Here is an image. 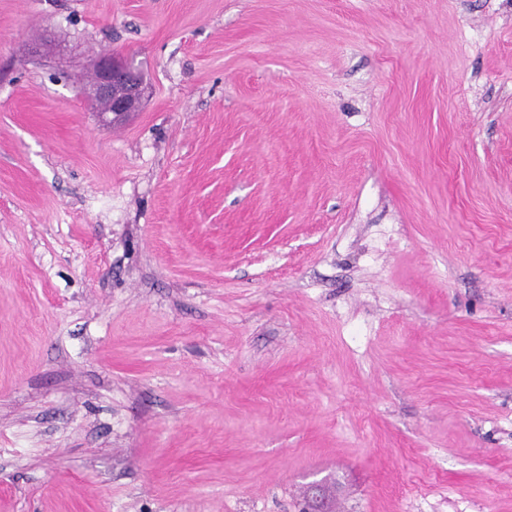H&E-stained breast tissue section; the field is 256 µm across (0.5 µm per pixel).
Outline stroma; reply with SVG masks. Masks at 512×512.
Listing matches in <instances>:
<instances>
[{"mask_svg": "<svg viewBox=\"0 0 512 512\" xmlns=\"http://www.w3.org/2000/svg\"><path fill=\"white\" fill-rule=\"evenodd\" d=\"M315 483L512 512V0H0V512ZM84 94L91 102H107L108 108L99 114L102 118L113 115L114 120L139 107L143 87L124 58L109 55L96 62L94 82Z\"/></svg>", "mask_w": 512, "mask_h": 512, "instance_id": "obj_1", "label": "stroma"}]
</instances>
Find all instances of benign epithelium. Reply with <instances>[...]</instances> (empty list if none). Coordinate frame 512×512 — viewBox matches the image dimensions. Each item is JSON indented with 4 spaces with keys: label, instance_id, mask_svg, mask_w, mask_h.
Wrapping results in <instances>:
<instances>
[{
    "label": "benign epithelium",
    "instance_id": "7a95c632",
    "mask_svg": "<svg viewBox=\"0 0 512 512\" xmlns=\"http://www.w3.org/2000/svg\"><path fill=\"white\" fill-rule=\"evenodd\" d=\"M85 96L94 103L107 102L108 108L100 112L101 117L117 118L139 107L143 87L124 58L109 55L96 62L94 82L85 90Z\"/></svg>",
    "mask_w": 512,
    "mask_h": 512
}]
</instances>
